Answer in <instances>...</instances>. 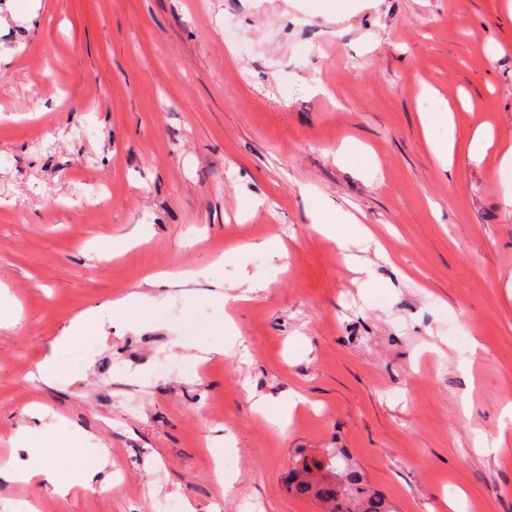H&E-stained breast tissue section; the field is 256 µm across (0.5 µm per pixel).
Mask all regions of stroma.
I'll return each instance as SVG.
<instances>
[{"instance_id": "stroma-1", "label": "stroma", "mask_w": 512, "mask_h": 512, "mask_svg": "<svg viewBox=\"0 0 512 512\" xmlns=\"http://www.w3.org/2000/svg\"><path fill=\"white\" fill-rule=\"evenodd\" d=\"M429 88L453 121L427 131ZM511 147L503 0H0V463L22 430L93 436L53 456L90 484L0 480V512H325L287 473L336 452L394 512H512V437L476 450L512 405ZM336 207L385 247L372 286L312 227ZM132 292L149 322L104 317L45 384L71 320ZM228 316L245 354L194 366Z\"/></svg>"}]
</instances>
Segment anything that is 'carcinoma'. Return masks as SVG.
Listing matches in <instances>:
<instances>
[{
	"instance_id": "1",
	"label": "carcinoma",
	"mask_w": 512,
	"mask_h": 512,
	"mask_svg": "<svg viewBox=\"0 0 512 512\" xmlns=\"http://www.w3.org/2000/svg\"><path fill=\"white\" fill-rule=\"evenodd\" d=\"M340 458L343 468L326 467V473L317 483L301 475V470L309 465L294 469L288 477V490L326 503L328 512H393L390 504L368 486L361 472L351 467L348 458L343 454Z\"/></svg>"
}]
</instances>
